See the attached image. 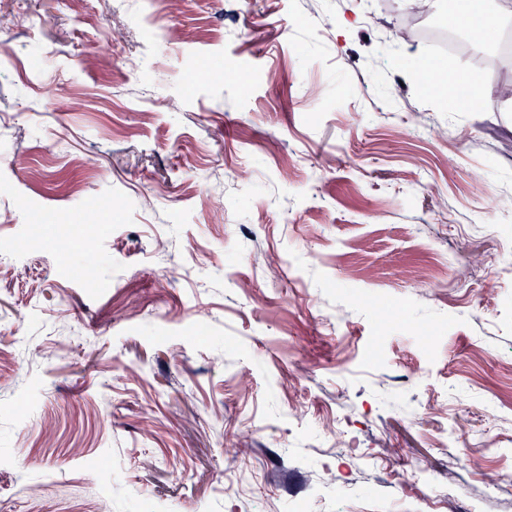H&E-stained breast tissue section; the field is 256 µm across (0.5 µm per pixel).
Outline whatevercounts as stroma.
I'll use <instances>...</instances> for the list:
<instances>
[{
  "instance_id": "stroma-1",
  "label": "stroma",
  "mask_w": 512,
  "mask_h": 512,
  "mask_svg": "<svg viewBox=\"0 0 512 512\" xmlns=\"http://www.w3.org/2000/svg\"><path fill=\"white\" fill-rule=\"evenodd\" d=\"M423 2L131 0L113 40L98 0H18L0 512H512V55H453L474 111L414 84ZM114 199L93 238L16 253L30 205Z\"/></svg>"
}]
</instances>
